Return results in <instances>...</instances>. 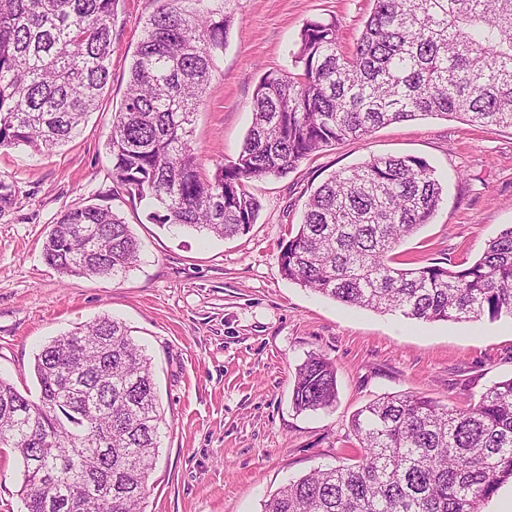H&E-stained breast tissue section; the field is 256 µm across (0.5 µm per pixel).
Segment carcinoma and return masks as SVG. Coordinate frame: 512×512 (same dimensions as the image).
I'll return each instance as SVG.
<instances>
[{"label": "carcinoma", "instance_id": "obj_1", "mask_svg": "<svg viewBox=\"0 0 512 512\" xmlns=\"http://www.w3.org/2000/svg\"><path fill=\"white\" fill-rule=\"evenodd\" d=\"M207 0H162L144 23L107 140L112 182L157 207L150 219L230 238L248 232L256 178L279 176L349 138L419 116L512 129V0H372L360 38L336 21L301 29L298 73L267 71L237 157L201 167L189 136L231 15ZM119 0H0V148L44 153L77 137L110 79ZM443 188L416 157L333 172L281 247L289 280L348 307L418 321L512 317V226L470 264L452 254L402 268L395 251L429 223ZM137 239L109 207L68 209L45 262L64 277H116ZM34 401L0 379V448L23 466L26 512H142L163 422L150 358L109 316L36 354ZM336 371L313 352L292 390L299 412L336 403ZM360 451L313 470L262 512H481L512 480V377L449 407L383 396L351 420Z\"/></svg>", "mask_w": 512, "mask_h": 512}]
</instances>
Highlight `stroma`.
<instances>
[{
	"label": "stroma",
	"mask_w": 512,
	"mask_h": 512,
	"mask_svg": "<svg viewBox=\"0 0 512 512\" xmlns=\"http://www.w3.org/2000/svg\"><path fill=\"white\" fill-rule=\"evenodd\" d=\"M157 0H120L111 77L79 136L53 152L0 149V378L30 399L36 353L54 337L108 315L152 359L164 422L145 512H261L279 488L349 454L350 422L370 400L403 393L443 404L512 376V319L416 321L351 308L288 280L280 252L305 204L331 173L372 156L424 160L444 185L429 224L396 250L421 266L453 253L470 262L512 225V130L429 116L393 123L252 180L259 210L245 234L218 238L149 218L112 192L105 143L128 68ZM371 0H229L232 23L192 124L206 171L237 157L261 75L293 71L301 28L334 16L344 48ZM98 204L130 225L138 258L117 278L61 276L42 241L65 210ZM336 370L332 408L296 412V368L309 353ZM22 465L0 449V512H25Z\"/></svg>",
	"instance_id": "35a3bbf8"
}]
</instances>
